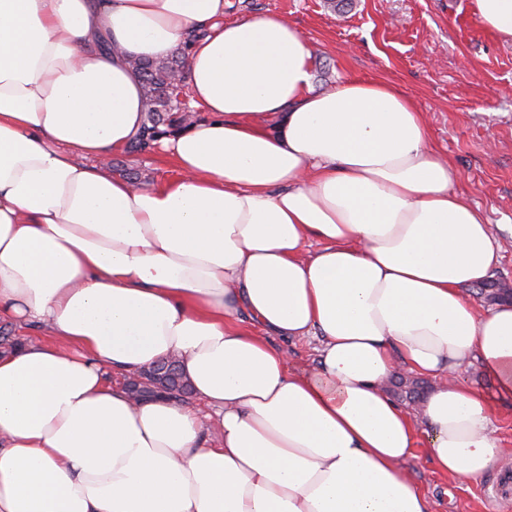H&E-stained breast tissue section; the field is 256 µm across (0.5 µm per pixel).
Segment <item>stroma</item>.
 I'll return each mask as SVG.
<instances>
[{"instance_id":"1","label":"stroma","mask_w":512,"mask_h":512,"mask_svg":"<svg viewBox=\"0 0 512 512\" xmlns=\"http://www.w3.org/2000/svg\"><path fill=\"white\" fill-rule=\"evenodd\" d=\"M228 21L275 14L288 19L313 56L312 89L350 79L394 84L426 117L429 143L457 172V186L498 230L492 278L512 286V43L496 39L473 17L470 0H225ZM113 174L143 182L175 176L153 152L109 160ZM497 468L481 480L441 474L425 447L407 463L434 512H512V499L489 497L500 468L512 466V410L494 420Z\"/></svg>"}]
</instances>
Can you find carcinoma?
<instances>
[{"instance_id":"obj_1","label":"carcinoma","mask_w":512,"mask_h":512,"mask_svg":"<svg viewBox=\"0 0 512 512\" xmlns=\"http://www.w3.org/2000/svg\"><path fill=\"white\" fill-rule=\"evenodd\" d=\"M188 54V46L177 48L163 60L134 59L132 65L143 82L144 121L138 135L129 143L126 153H141L164 137L186 128L194 110L182 101L185 85L182 68ZM158 361L141 374V379L132 380L127 390L137 400H151L162 394L171 399L181 400L191 393L185 378L170 382L169 387L160 389L155 383L154 373L159 370Z\"/></svg>"}]
</instances>
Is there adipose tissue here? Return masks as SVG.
Masks as SVG:
<instances>
[{"instance_id":"1","label":"adipose tissue","mask_w":512,"mask_h":512,"mask_svg":"<svg viewBox=\"0 0 512 512\" xmlns=\"http://www.w3.org/2000/svg\"><path fill=\"white\" fill-rule=\"evenodd\" d=\"M471 8L512 40V0ZM184 44L177 176H116L130 59ZM312 68L296 26L224 0H0V321L47 335L0 351V512H433L404 468L422 424L442 474L494 466L512 300L468 293L491 226L407 95L315 93ZM171 355L206 413L106 378ZM474 362L495 394L460 382ZM401 373L434 381L415 409ZM318 345V339L314 337L299 340L295 344H288V350L290 351L289 364L293 368L311 366L317 357L316 348Z\"/></svg>"}]
</instances>
